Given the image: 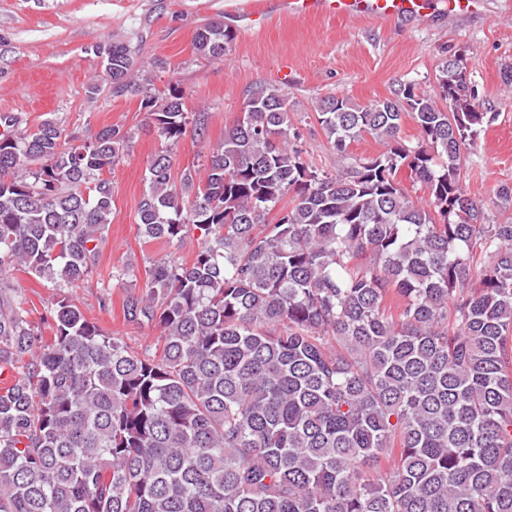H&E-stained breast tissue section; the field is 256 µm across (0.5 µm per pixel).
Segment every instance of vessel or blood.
<instances>
[{
	"mask_svg": "<svg viewBox=\"0 0 512 512\" xmlns=\"http://www.w3.org/2000/svg\"><path fill=\"white\" fill-rule=\"evenodd\" d=\"M278 4L291 19L328 15L386 21L422 19L436 0H278Z\"/></svg>",
	"mask_w": 512,
	"mask_h": 512,
	"instance_id": "vessel-or-blood-1",
	"label": "vessel or blood"
}]
</instances>
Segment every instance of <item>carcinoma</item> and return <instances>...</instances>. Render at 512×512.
Segmentation results:
<instances>
[{"mask_svg": "<svg viewBox=\"0 0 512 512\" xmlns=\"http://www.w3.org/2000/svg\"><path fill=\"white\" fill-rule=\"evenodd\" d=\"M235 40L216 22L194 48L222 61ZM96 53L161 141L142 244L197 230L198 247L124 296L152 346L87 318L74 289L99 265L132 136L64 147L57 119L0 113V512H512V216L485 223L466 190L495 115L465 77L446 59L432 90L320 98L349 160L335 174L306 161L288 93L259 86L200 184L174 177L173 150L209 114L136 78L125 45ZM367 135L380 153L347 154ZM13 270L55 291L38 323ZM136 278L126 265L112 286Z\"/></svg>", "mask_w": 512, "mask_h": 512, "instance_id": "1", "label": "carcinoma"}]
</instances>
